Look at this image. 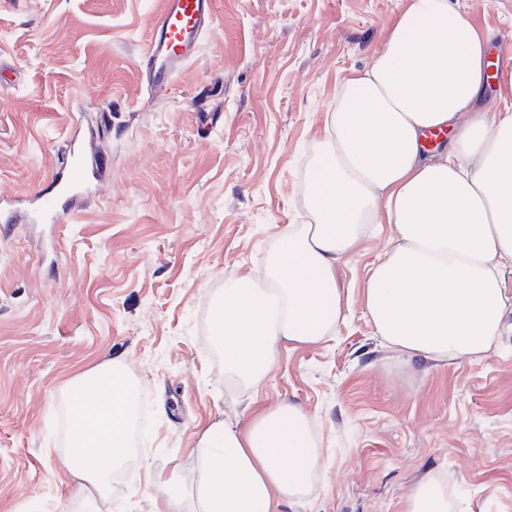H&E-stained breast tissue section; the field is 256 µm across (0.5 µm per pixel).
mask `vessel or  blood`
Returning <instances> with one entry per match:
<instances>
[{
    "label": "vessel or blood",
    "mask_w": 512,
    "mask_h": 512,
    "mask_svg": "<svg viewBox=\"0 0 512 512\" xmlns=\"http://www.w3.org/2000/svg\"><path fill=\"white\" fill-rule=\"evenodd\" d=\"M213 25V0H162L139 64L148 98L165 93L197 56ZM104 169L103 161L91 157L66 162L63 173L53 179L50 196L37 205L43 222L64 223L79 204L96 193Z\"/></svg>",
    "instance_id": "1"
}]
</instances>
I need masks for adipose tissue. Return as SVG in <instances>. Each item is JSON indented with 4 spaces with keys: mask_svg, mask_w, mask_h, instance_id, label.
<instances>
[{
    "mask_svg": "<svg viewBox=\"0 0 512 512\" xmlns=\"http://www.w3.org/2000/svg\"><path fill=\"white\" fill-rule=\"evenodd\" d=\"M489 37L449 0H410L381 52L336 88L307 179L308 223L289 225L261 270L224 284L212 316L224 381L256 397L281 345L331 336L343 316L337 264L371 224L391 236L365 290L388 346L471 360L502 333L512 273V95L481 106ZM448 130L429 152L426 135ZM137 384L112 360L69 389L78 487L102 488L131 452ZM319 440L279 403L204 430L196 477L158 480L156 512H282L309 490Z\"/></svg>",
    "mask_w": 512,
    "mask_h": 512,
    "instance_id": "adipose-tissue-1",
    "label": "adipose tissue"
}]
</instances>
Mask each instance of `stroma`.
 Returning a JSON list of instances; mask_svg holds the SVG:
<instances>
[{
	"label": "stroma",
	"instance_id": "1",
	"mask_svg": "<svg viewBox=\"0 0 512 512\" xmlns=\"http://www.w3.org/2000/svg\"><path fill=\"white\" fill-rule=\"evenodd\" d=\"M496 49L512 0H452ZM408 0H214L216 24L158 101L138 63L160 0H0V198L47 193L73 129L107 161L68 222L0 223V512H151L154 477H194L202 431L248 399L224 386L210 315L304 221L305 172L336 87L368 66ZM390 227L336 273L346 316L281 347L257 406L288 402L322 442L283 512H404L440 480L452 512H512V274L481 359L402 354L365 314ZM120 358L151 436L108 496L73 494L69 385Z\"/></svg>",
	"mask_w": 512,
	"mask_h": 512
}]
</instances>
